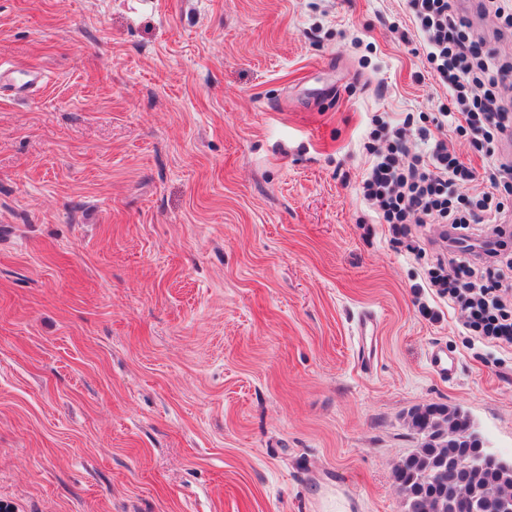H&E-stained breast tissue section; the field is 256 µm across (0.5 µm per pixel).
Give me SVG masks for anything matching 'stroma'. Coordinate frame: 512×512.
Segmentation results:
<instances>
[{"label": "stroma", "instance_id": "obj_1", "mask_svg": "<svg viewBox=\"0 0 512 512\" xmlns=\"http://www.w3.org/2000/svg\"><path fill=\"white\" fill-rule=\"evenodd\" d=\"M405 21L403 0H0V55L50 76L0 94V503L403 512L431 403L512 460V345L426 287L441 225L407 251L359 193L373 113L424 125L447 98ZM377 329V322L371 317H364L360 322V342L358 345V359L365 369H370L373 360L376 356V349L374 346Z\"/></svg>", "mask_w": 512, "mask_h": 512}]
</instances>
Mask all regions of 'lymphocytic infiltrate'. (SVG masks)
Returning a JSON list of instances; mask_svg holds the SVG:
<instances>
[{
  "mask_svg": "<svg viewBox=\"0 0 512 512\" xmlns=\"http://www.w3.org/2000/svg\"><path fill=\"white\" fill-rule=\"evenodd\" d=\"M405 10L412 30L401 39L423 57L448 101L430 124L413 129L373 118L379 147L361 194L394 238L416 224L443 225L448 253L428 269L429 287L458 304L468 329L512 343V240L504 232L512 208L503 201L512 193V159L498 155L512 138V64L473 35L452 0H405ZM452 134L471 140L474 161L449 150ZM410 135L425 152L409 151ZM475 224L484 233L479 251L469 244Z\"/></svg>",
  "mask_w": 512,
  "mask_h": 512,
  "instance_id": "obj_1",
  "label": "lymphocytic infiltrate"
}]
</instances>
